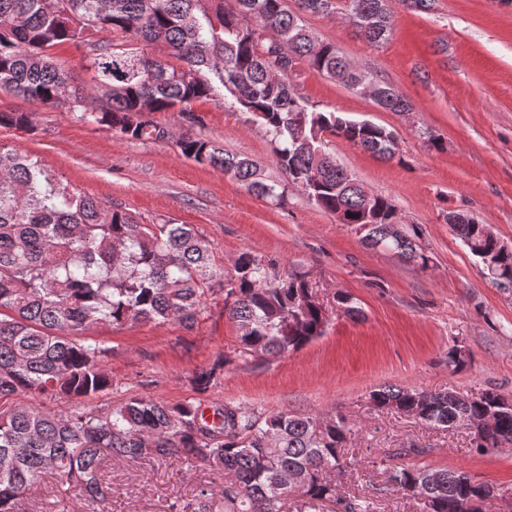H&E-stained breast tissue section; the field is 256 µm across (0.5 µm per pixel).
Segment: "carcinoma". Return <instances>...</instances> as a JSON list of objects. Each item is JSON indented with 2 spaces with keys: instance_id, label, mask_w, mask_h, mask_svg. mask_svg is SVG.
<instances>
[{
  "instance_id": "carcinoma-1",
  "label": "carcinoma",
  "mask_w": 512,
  "mask_h": 512,
  "mask_svg": "<svg viewBox=\"0 0 512 512\" xmlns=\"http://www.w3.org/2000/svg\"><path fill=\"white\" fill-rule=\"evenodd\" d=\"M0 0V91L65 111L85 124L106 126L133 142L162 143L169 130L140 119L143 108L176 112L188 130L176 145L199 165L219 168L248 192L280 207L298 194L363 232L374 250H395L421 270L432 257L417 243L392 201L349 176L327 150L342 138L385 160L399 156L397 136L369 121L321 111L301 96L288 73L300 62L336 78L349 72L372 82L376 104L409 112L412 104L378 74L352 65L335 43L318 40L305 14L368 20L364 38L387 42L395 25L388 0ZM116 37L107 38L105 34ZM84 51L92 85H74L53 50ZM160 48L164 54L151 52ZM104 100L94 105L88 98ZM221 99L251 115L273 154L268 168L192 133L201 124L194 103ZM0 128L32 129L30 113L0 112ZM482 263L492 283L512 288V250L503 251L488 224L471 216L449 225ZM224 294V315L237 330L234 353L278 358L324 333L325 310L297 271L249 252L232 272L212 263V246L190 224H144L126 209L105 204L57 178L40 160L0 143V512L51 475L63 488L85 493L84 512H108L112 489L102 480L109 461L158 459L188 468L206 466L223 480L169 512H373L372 502L339 493L336 478L354 465L350 426L338 414H255L224 403L210 414L192 401L168 404L130 397L106 412L85 400L112 389L109 349L87 333L148 321L190 328L208 297ZM217 367L191 381L207 389ZM62 398L66 411L35 404ZM379 410H397L437 429L465 426L484 435L478 454L512 443V396L426 392L385 386L370 394ZM383 491L413 498L420 512H494L512 501L505 490L475 483L462 471L403 465Z\"/></svg>"
}]
</instances>
